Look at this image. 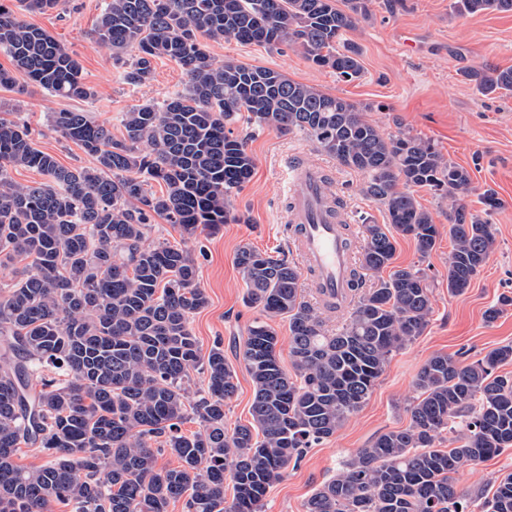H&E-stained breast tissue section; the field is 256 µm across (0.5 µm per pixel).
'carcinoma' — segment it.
Listing matches in <instances>:
<instances>
[{
	"label": "carcinoma",
	"instance_id": "obj_1",
	"mask_svg": "<svg viewBox=\"0 0 512 512\" xmlns=\"http://www.w3.org/2000/svg\"><path fill=\"white\" fill-rule=\"evenodd\" d=\"M467 15L512 12V0H456ZM371 0H108L96 23L126 83L150 81L154 61L185 70L183 93L124 113L122 138L81 110H62L54 126L92 158L66 167L37 147L28 128L0 118V257L28 260L0 295V512H166L183 496L187 512H261L270 486L304 451L333 437L371 396L394 352L423 335L433 291L423 269L393 263L396 237L432 253L439 231L415 197L428 188L448 200V293L468 288L487 263L498 209L485 191L486 217L464 203L469 171L429 140L388 134L348 100L285 74L233 60L215 61L204 40L296 46L313 65L351 81L363 72L346 32L369 18ZM0 50L13 70L0 85L35 84L88 101L73 53L46 30L17 18L0 0ZM130 53V59L123 54ZM466 77L484 96L512 92V68ZM261 127L302 131L326 154L366 176L364 192L385 224H366L362 269L377 277L352 285L347 322L336 332L303 295V274L288 259L241 246L235 262L247 304L259 309L239 351L253 386L251 421L224 427L236 372L221 343L203 351L191 317L208 304L188 240L200 229L247 222L232 198L255 158L226 130L240 111ZM31 168L34 185L9 169ZM164 185L157 194L150 182ZM156 217L182 230L183 244L146 243ZM512 305L503 295L485 311L495 322ZM288 321L293 373L281 364L276 323ZM512 345L462 365L438 353L414 380L410 425L379 435L346 460L308 498L304 512H468L453 474L512 447ZM204 394L189 400L190 372ZM195 411L202 429L181 425ZM448 432V448L438 447ZM48 457L16 463L20 444ZM168 451L178 466L159 468ZM233 489L226 503L224 485ZM484 512H512V473L499 480Z\"/></svg>",
	"mask_w": 512,
	"mask_h": 512
}]
</instances>
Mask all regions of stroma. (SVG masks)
Returning a JSON list of instances; mask_svg holds the SVG:
<instances>
[{
  "mask_svg": "<svg viewBox=\"0 0 512 512\" xmlns=\"http://www.w3.org/2000/svg\"><path fill=\"white\" fill-rule=\"evenodd\" d=\"M453 0H372L369 20L346 33L357 46L363 66L361 78L345 82L326 69L313 66L294 48H272L258 43L209 42L216 60L235 59L248 66L267 67L288 78L339 96L363 109L364 116L387 133L405 132L430 140L446 159L467 168L474 185L465 201L472 213L482 214L479 193L493 188L502 201L491 222L496 247L486 265L463 293L448 292V202L420 189L416 198L439 228V240L427 259H420L413 239L398 238L395 265L421 264L433 285L431 322L413 343L395 353L364 406L343 427L315 447L306 449L269 489L263 512H304L309 496L336 476L344 461L377 436L410 424L408 412L416 392L413 381L435 354L459 356L469 364L488 351L512 344V306L494 324L483 314L499 295H512V93L481 95L465 73L472 68L512 67V13L460 16ZM107 0H59L55 9L21 12L20 17L47 30L63 47L74 52L82 74L95 92L91 102L54 96L37 86L0 87V117L25 124L36 146L66 167L84 166L90 159L78 144L64 137L51 122L54 112L84 110L113 136H121V116L133 106L160 103L186 86L184 69L175 61L157 60L153 79L142 86L125 84L122 69L110 50L101 45L94 26ZM243 139L256 166L234 204L248 223L221 225L213 233H197L190 242L199 252V282L209 303L191 318L202 349L221 342L235 364L238 390L224 407V425L234 428L250 421L253 388L238 354L256 309L243 300L245 283L234 263L243 244L274 256L290 254L286 235V185L281 166L290 153L327 167L337 194L348 210L354 248H361L364 223H384L381 207L365 196L362 174L340 167L299 131L282 133L259 128L240 112L231 124ZM512 472V447L477 464L461 467L454 475L458 492L481 512L498 477Z\"/></svg>",
  "mask_w": 512,
  "mask_h": 512,
  "instance_id": "1",
  "label": "stroma"
}]
</instances>
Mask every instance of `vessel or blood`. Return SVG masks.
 I'll return each mask as SVG.
<instances>
[{"label": "vessel or blood", "instance_id": "1", "mask_svg": "<svg viewBox=\"0 0 512 512\" xmlns=\"http://www.w3.org/2000/svg\"><path fill=\"white\" fill-rule=\"evenodd\" d=\"M289 192L291 240L311 285L322 297L341 298L355 264L344 224L336 217L325 170L292 155L282 168Z\"/></svg>", "mask_w": 512, "mask_h": 512}]
</instances>
